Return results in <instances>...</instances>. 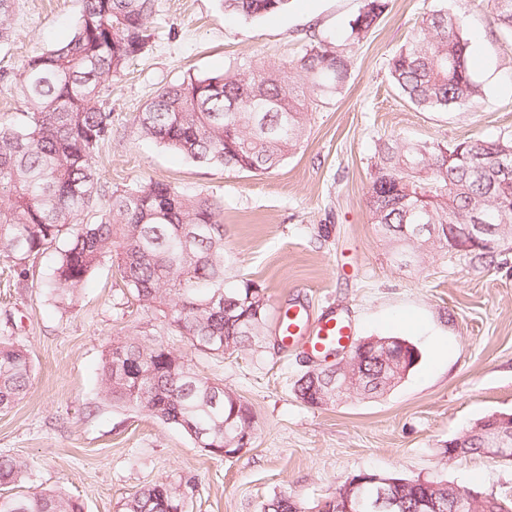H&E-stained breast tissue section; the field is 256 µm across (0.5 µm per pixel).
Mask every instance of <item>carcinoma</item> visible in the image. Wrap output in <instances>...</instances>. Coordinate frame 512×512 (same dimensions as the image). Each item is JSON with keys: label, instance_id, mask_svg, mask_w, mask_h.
I'll return each mask as SVG.
<instances>
[{"label": "carcinoma", "instance_id": "1", "mask_svg": "<svg viewBox=\"0 0 512 512\" xmlns=\"http://www.w3.org/2000/svg\"><path fill=\"white\" fill-rule=\"evenodd\" d=\"M290 0H224V11L254 20L288 9ZM15 0H0V43L11 36ZM387 7L363 0L350 23L352 41L363 40ZM501 29L512 37V0H491ZM153 0H81L67 40L22 63L19 88L27 110L0 124V255L13 271L61 242L51 289L64 303L112 257L121 281L142 309L205 354L261 347L266 342L268 298L251 280L224 285L222 206L207 196L189 197L165 182L123 190L101 202L94 164L99 146L112 137V113L103 90L144 49ZM398 90L416 107L433 112L476 103L483 89L470 66L461 17L440 6L389 63ZM350 57L323 42L311 44L288 69L255 59L221 74L185 76L161 89L139 113V132L202 165L265 174L300 146L308 114L344 87ZM368 204L373 223L401 243L396 261L417 257L415 228L455 224L462 229L485 216L509 224L512 236V136L469 139L446 148L389 139L379 145ZM95 214L86 222L84 217ZM414 347L380 384L376 355L361 357L359 382L348 397L383 393L416 365ZM33 374L20 344L0 341V410L22 397ZM101 382L106 399L185 431L208 453L252 428L253 416L224 386L200 376L184 357L157 338L129 337L104 351ZM328 375L305 373L296 392L305 403L336 402ZM27 464L0 459V485L18 487ZM437 512H512V496L488 495L481 503L456 504L448 484L405 487L399 512H420L425 495ZM182 486L158 482L136 492L126 512H174ZM80 500L61 489L0 495V512H83ZM261 512H305L286 492Z\"/></svg>", "mask_w": 512, "mask_h": 512}]
</instances>
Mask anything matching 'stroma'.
Listing matches in <instances>:
<instances>
[{"label":"stroma","mask_w":512,"mask_h":512,"mask_svg":"<svg viewBox=\"0 0 512 512\" xmlns=\"http://www.w3.org/2000/svg\"><path fill=\"white\" fill-rule=\"evenodd\" d=\"M440 1L388 0L357 43L349 24L362 0H291L287 11L247 22L226 14L222 0H154L146 47L108 83L112 137L95 164L102 197L152 179L216 199L226 288L248 279L260 284L274 317L299 304L316 316L343 310L356 338L398 336L421 357L382 396L314 407L297 396L295 382L323 362L279 346L276 328L263 348L206 355L140 309L111 262L64 307L49 288L56 248L29 260L24 277L11 275L0 256V338L24 345L34 366L23 398L0 412V457L24 460L31 485L63 487L85 512H125L132 494L158 481L182 485L187 512H260L285 491L311 507L358 472L512 494V464L448 454L449 440L479 419L512 414V250L478 262L425 247L401 267L368 206L383 141L444 148L512 134V38L500 32L490 0H444L465 21L484 90L475 106L424 111L394 85L389 58ZM79 11L80 0H16L11 37L0 45V123L23 110L2 74L65 39ZM313 41L348 54L350 77L312 114L300 148L276 169L200 165L138 132L139 112L187 74L237 68L252 52L283 66ZM140 330L241 397L254 416L250 445L216 457L181 430L104 399V350Z\"/></svg>","instance_id":"35a3bbf8"}]
</instances>
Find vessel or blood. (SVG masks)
<instances>
[{
	"label": "vessel or blood",
	"instance_id": "vessel-or-blood-1",
	"mask_svg": "<svg viewBox=\"0 0 512 512\" xmlns=\"http://www.w3.org/2000/svg\"><path fill=\"white\" fill-rule=\"evenodd\" d=\"M278 332L283 344H300L307 353L314 356L324 355L334 348H346L354 341L350 320L333 308L316 316L308 307H289L279 318Z\"/></svg>",
	"mask_w": 512,
	"mask_h": 512
}]
</instances>
